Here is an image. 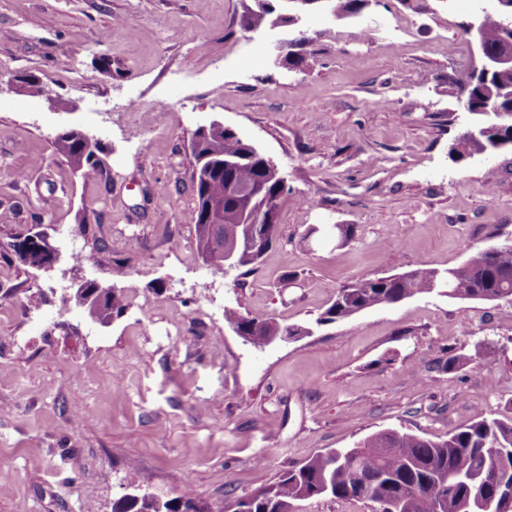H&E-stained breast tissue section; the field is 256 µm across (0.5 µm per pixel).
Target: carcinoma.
Returning a JSON list of instances; mask_svg holds the SVG:
<instances>
[{
    "instance_id": "cac0c4a2",
    "label": "carcinoma",
    "mask_w": 512,
    "mask_h": 512,
    "mask_svg": "<svg viewBox=\"0 0 512 512\" xmlns=\"http://www.w3.org/2000/svg\"><path fill=\"white\" fill-rule=\"evenodd\" d=\"M336 17L362 13L372 0H326ZM512 6L497 4L482 11L472 21L480 26L483 50H498L505 37L506 16ZM293 17L261 10L245 22L254 28L276 27ZM311 54L297 48L284 61L290 70L310 67ZM512 85V72L502 71L485 79L480 69L468 73L457 86V108L470 116L464 149H455L457 159L474 154H490L500 143L512 142V120L502 116L512 113V100L501 92ZM195 211L203 213L209 204L229 207L232 186L264 181L266 196L278 199L284 186L265 172V156L235 131L209 127L206 134L193 136ZM56 154L63 157L84 179L102 173L99 155L75 133L55 138ZM199 255L214 275L224 274V247L233 242L237 224H202L195 221ZM439 291L459 300L495 302L512 301V242L491 245L470 255L461 265L445 270L426 266L389 276L361 278L341 288L336 299L313 319L322 326L349 319L360 312L381 305L401 302L417 294ZM125 309L122 290H106L105 306L94 299L86 305L92 319L108 320ZM224 322L240 336L249 337L255 347L266 346L265 338L277 334L301 336L307 328H284L269 320L242 315L235 306L224 307ZM512 481V415L504 419L481 420L448 431L436 440L414 433L395 431L372 434L353 448L321 451L300 466L282 474L266 488L246 498L227 500L231 512H292L293 505L314 497L363 500L381 507L398 499L401 512H480L478 501L493 499L496 487L486 482L492 474ZM112 512H201L192 491L185 490L166 502L143 498L140 502L119 498Z\"/></svg>"
}]
</instances>
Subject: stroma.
<instances>
[{
	"label": "stroma",
	"instance_id": "stroma-1",
	"mask_svg": "<svg viewBox=\"0 0 512 512\" xmlns=\"http://www.w3.org/2000/svg\"><path fill=\"white\" fill-rule=\"evenodd\" d=\"M250 3L0 0V512H112L130 474L216 506L325 448L512 410L510 301L421 294L262 349L224 322L233 305L302 325L357 278L512 240V152L451 155L469 125L453 91L476 59L462 25L482 0L313 6L273 31L243 27ZM299 30L316 52L302 72L270 50ZM24 76L44 95L17 89ZM159 99L160 124L129 110ZM214 122L286 180L276 239L243 276H213L196 246L191 140ZM64 130L99 142L96 179L56 154ZM321 224L354 236H310ZM31 230L51 268L12 251ZM84 282L123 290V314L61 307ZM454 354L472 360L446 370ZM373 0H326L332 14L336 17H350L362 13L371 6ZM32 244H34L35 247L40 249L41 253H43L46 256V264L43 266L45 258L40 252L35 250L30 251L26 257L20 258L33 268L41 267L40 269H46L51 267L56 260V250L49 241V238L42 233H29L27 241L21 247L18 246L16 250L21 254H25L29 246H31Z\"/></svg>",
	"mask_w": 512,
	"mask_h": 512
}]
</instances>
